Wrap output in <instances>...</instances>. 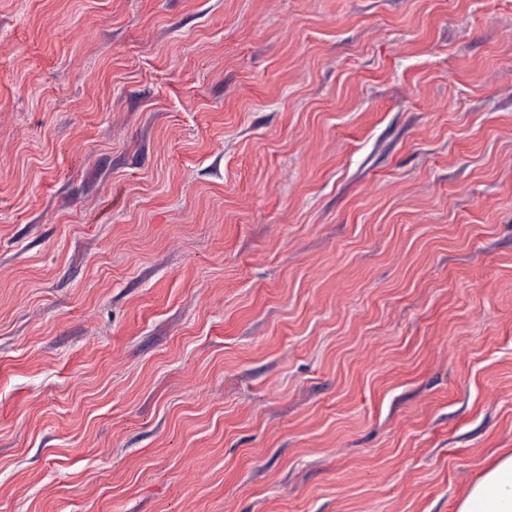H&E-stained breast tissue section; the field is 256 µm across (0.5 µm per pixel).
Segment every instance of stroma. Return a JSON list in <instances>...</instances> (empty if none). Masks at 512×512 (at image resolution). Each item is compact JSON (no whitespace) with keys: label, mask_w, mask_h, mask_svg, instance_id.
I'll list each match as a JSON object with an SVG mask.
<instances>
[{"label":"stroma","mask_w":512,"mask_h":512,"mask_svg":"<svg viewBox=\"0 0 512 512\" xmlns=\"http://www.w3.org/2000/svg\"><path fill=\"white\" fill-rule=\"evenodd\" d=\"M512 455V0H0V512H457Z\"/></svg>","instance_id":"stroma-1"}]
</instances>
